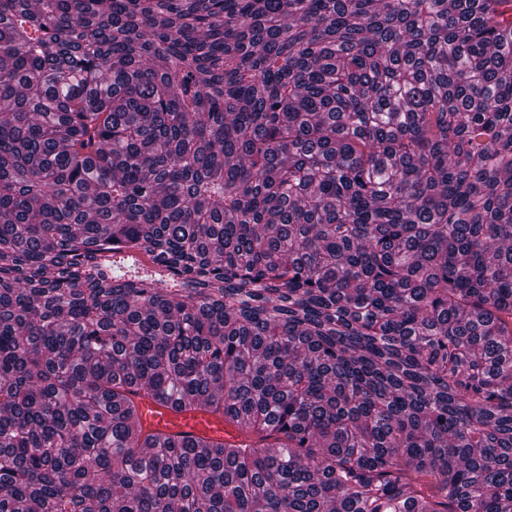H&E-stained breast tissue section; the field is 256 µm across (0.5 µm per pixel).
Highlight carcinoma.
I'll return each mask as SVG.
<instances>
[{"label":"carcinoma","mask_w":512,"mask_h":512,"mask_svg":"<svg viewBox=\"0 0 512 512\" xmlns=\"http://www.w3.org/2000/svg\"><path fill=\"white\" fill-rule=\"evenodd\" d=\"M0 512H512V0H0ZM140 417L149 429L164 433H185L192 438H210L228 442L241 440L236 427L228 425L218 416L195 410L177 411L168 404L151 398L140 402Z\"/></svg>","instance_id":"carcinoma-1"}]
</instances>
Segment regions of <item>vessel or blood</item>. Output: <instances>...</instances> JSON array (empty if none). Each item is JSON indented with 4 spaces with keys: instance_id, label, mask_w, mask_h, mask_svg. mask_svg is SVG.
Here are the masks:
<instances>
[{
    "instance_id": "obj_1",
    "label": "vessel or blood",
    "mask_w": 512,
    "mask_h": 512,
    "mask_svg": "<svg viewBox=\"0 0 512 512\" xmlns=\"http://www.w3.org/2000/svg\"><path fill=\"white\" fill-rule=\"evenodd\" d=\"M140 417L147 429L164 433H185L194 438H210L228 442L239 441L236 427L218 416L195 410L178 411L151 398L140 402Z\"/></svg>"
}]
</instances>
